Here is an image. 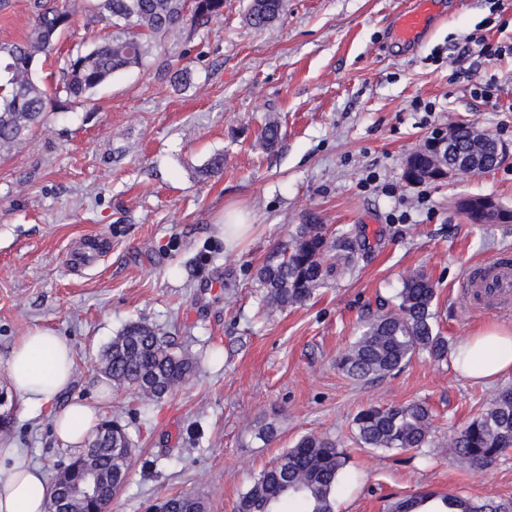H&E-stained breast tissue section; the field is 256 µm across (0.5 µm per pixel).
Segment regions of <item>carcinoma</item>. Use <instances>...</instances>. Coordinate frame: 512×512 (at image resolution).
<instances>
[{"instance_id":"cac0c4a2","label":"carcinoma","mask_w":512,"mask_h":512,"mask_svg":"<svg viewBox=\"0 0 512 512\" xmlns=\"http://www.w3.org/2000/svg\"><path fill=\"white\" fill-rule=\"evenodd\" d=\"M32 26L24 38L0 44V154L7 155L23 141L45 113L70 101L92 102L97 90L117 73L142 66L158 41L187 21L207 22L221 16L224 0H30ZM286 0H249L246 22L259 30L273 28ZM84 13L86 29L104 23L112 28L90 48L63 58L57 84L39 82L34 71L55 50L61 36ZM282 138L278 121L266 119L257 141L266 150ZM360 247L343 234L333 236L324 224H298L257 269L259 306L268 312L305 304L336 271L351 272L359 262ZM435 284L423 270L407 275L394 298L379 304L362 320L359 336L339 356L336 366L355 381L385 377L399 371L417 355L434 362L448 360V337L435 328ZM102 362L113 385L139 396L161 400L186 382L195 366L174 349L166 336L140 322L127 324L113 337ZM356 440L367 448L421 451L432 444L433 414L423 402L382 407L367 405L353 418ZM97 431L112 436V445L83 453L70 462V485L83 483L92 471L112 474L103 495L125 484L132 458L126 428L105 420ZM512 448V388L501 389L487 408L448 442V455L469 466H486ZM348 455L328 438L305 435L262 469L238 497L232 512H284L290 501L299 512H334L336 487ZM512 512V503L475 500L459 494L437 497L420 491L395 503L391 512ZM75 512H98L99 496L78 495L69 502ZM163 512H205L204 501L191 493L161 499Z\"/></svg>"}]
</instances>
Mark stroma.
I'll use <instances>...</instances> for the list:
<instances>
[{"label": "stroma", "instance_id": "35a3bbf8", "mask_svg": "<svg viewBox=\"0 0 512 512\" xmlns=\"http://www.w3.org/2000/svg\"><path fill=\"white\" fill-rule=\"evenodd\" d=\"M247 3L224 0L223 17L186 24L142 67L114 75L95 111L48 113L0 158V414L11 418L0 447L22 449L51 479L80 452L9 387L13 346L47 328L74 350L64 401L119 420L135 444L112 512H146L180 492L203 498L207 512H231L253 475L310 433L350 454L335 512H386L418 491L512 501V448L486 468L447 453L454 428L512 387L511 373L483 383L421 356L368 382L336 368L362 316L420 269L436 285L450 348L488 325L512 329V307L477 308L464 287L474 267L512 250V223L473 224L455 206L489 195L512 208V0H442L411 50L392 31L405 0H287L271 34L246 25ZM473 35L504 53L482 54ZM479 82L494 84L493 99L473 94ZM269 116L282 127L270 152L256 142ZM461 122L506 145L502 164L407 183L408 154ZM215 154L223 174L200 178ZM231 211L249 229L228 242ZM311 222L364 241L357 268L304 306L260 311L257 268ZM76 251L93 263L71 266ZM136 321L196 363L158 402L112 388L101 371L105 347ZM411 401L433 412L426 454L355 443L360 407ZM266 424L276 430L267 443L256 436Z\"/></svg>", "mask_w": 512, "mask_h": 512}]
</instances>
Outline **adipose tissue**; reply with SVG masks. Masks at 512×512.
Returning <instances> with one entry per match:
<instances>
[{
  "mask_svg": "<svg viewBox=\"0 0 512 512\" xmlns=\"http://www.w3.org/2000/svg\"><path fill=\"white\" fill-rule=\"evenodd\" d=\"M452 365L463 376L491 380L512 372V331L485 327L470 336L453 353ZM10 386L21 402L34 413L53 409L54 433L62 442L77 445L98 422L92 407L73 401L55 410L57 397L74 379L73 350L54 330L37 328L13 347L8 362ZM9 459L0 472V512H47L49 481L35 464L16 448L0 450Z\"/></svg>",
  "mask_w": 512,
  "mask_h": 512,
  "instance_id": "ef3b65f1",
  "label": "adipose tissue"
}]
</instances>
